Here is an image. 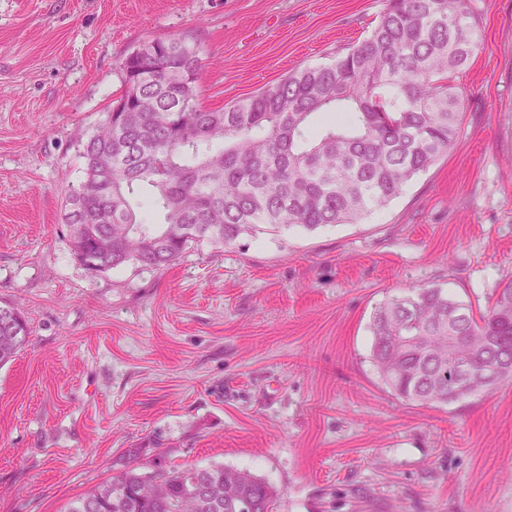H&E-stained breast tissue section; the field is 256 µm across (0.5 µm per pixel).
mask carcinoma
I'll return each mask as SVG.
<instances>
[{
    "label": "carcinoma",
    "instance_id": "carcinoma-1",
    "mask_svg": "<svg viewBox=\"0 0 512 512\" xmlns=\"http://www.w3.org/2000/svg\"><path fill=\"white\" fill-rule=\"evenodd\" d=\"M479 46L474 0H384L373 30L326 64L303 67L221 110L197 102L196 45L159 36L120 66L123 111L82 145L77 199L94 223L66 222L74 258L101 274L165 269L198 243L231 246L259 231L356 224L387 206L462 135L455 83ZM342 119L309 129L315 117ZM148 188L163 215L134 203ZM381 381L413 402L444 405L512 381V282L475 313L438 288L385 299L370 323ZM29 342L14 305H0V365ZM277 491L222 465L129 466L67 512H272Z\"/></svg>",
    "mask_w": 512,
    "mask_h": 512
}]
</instances>
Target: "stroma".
Returning <instances> with one entry per match:
<instances>
[{
  "label": "stroma",
  "instance_id": "1",
  "mask_svg": "<svg viewBox=\"0 0 512 512\" xmlns=\"http://www.w3.org/2000/svg\"><path fill=\"white\" fill-rule=\"evenodd\" d=\"M474 5L462 136L385 208L93 275L65 192L128 54L193 41L219 110L347 52L382 0H0V303L30 332L0 367V512H65L135 455L250 471L272 512H512V384L407 402L370 359L387 297L512 282V0Z\"/></svg>",
  "mask_w": 512,
  "mask_h": 512
}]
</instances>
